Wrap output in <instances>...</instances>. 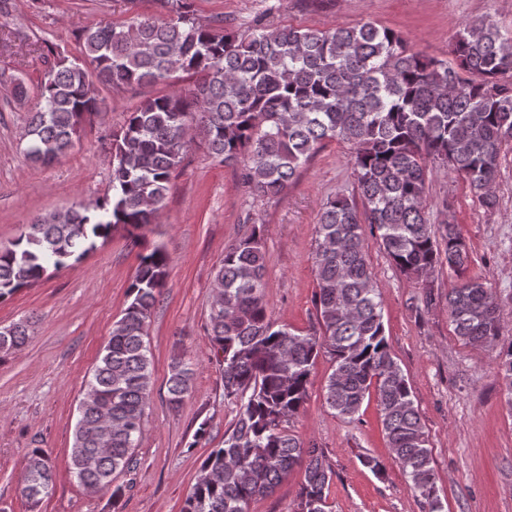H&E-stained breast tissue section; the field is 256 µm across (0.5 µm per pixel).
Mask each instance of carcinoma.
<instances>
[{
  "label": "carcinoma",
  "mask_w": 512,
  "mask_h": 512,
  "mask_svg": "<svg viewBox=\"0 0 512 512\" xmlns=\"http://www.w3.org/2000/svg\"><path fill=\"white\" fill-rule=\"evenodd\" d=\"M158 14H135L80 36V61L56 58L36 87L37 107L25 129L26 159L49 165L80 139L87 118L103 111L100 87L162 85L112 134V194L89 205L37 216L0 247V300L69 266L121 226L135 241L163 207L172 174L195 141L209 156L239 168L245 191L280 196L323 142L350 146L357 196L337 194L322 207L313 257L317 327L307 335L268 313L266 259L253 226L224 250L210 305V339L220 358L224 399L236 415L200 467L182 512H249L295 467L304 469L297 512H332L336 476L323 449L299 441L290 420L304 407L316 358L331 360L324 398L352 421L375 393L385 437L411 482L422 512H441L428 434L408 376L385 337L382 306L366 258L363 225L403 273L429 278L470 263L448 212L431 223L427 188L439 170L463 177L480 204L493 209L501 154L512 145V30L468 22L450 62L412 50L396 31L372 22L328 29L202 24L187 0H154ZM194 78L179 88L178 73ZM168 256L161 246L140 255L127 304L115 322L79 408L70 469L113 508L125 496L115 473L133 463L152 390L145 342L162 294ZM448 317L463 343L494 348L501 317L481 278L448 291ZM28 322L0 334V354L22 345ZM512 408V343L499 353ZM192 364L176 358L169 403L189 393ZM53 486L40 448L27 460L19 492L32 507Z\"/></svg>",
  "instance_id": "carcinoma-1"
}]
</instances>
